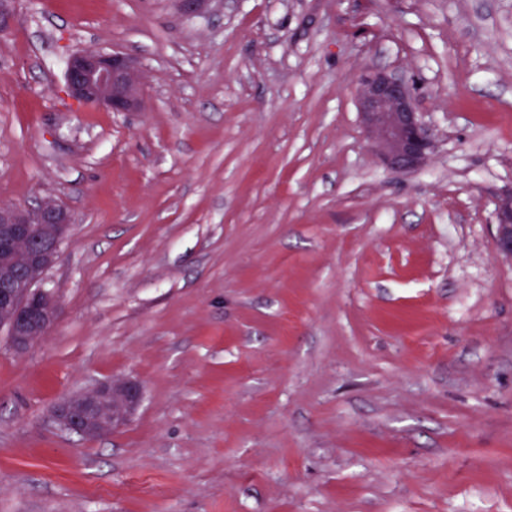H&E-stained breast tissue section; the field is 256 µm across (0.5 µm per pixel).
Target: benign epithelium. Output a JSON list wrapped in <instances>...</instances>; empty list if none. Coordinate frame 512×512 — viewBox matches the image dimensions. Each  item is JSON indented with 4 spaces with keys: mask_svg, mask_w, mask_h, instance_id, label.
<instances>
[{
    "mask_svg": "<svg viewBox=\"0 0 512 512\" xmlns=\"http://www.w3.org/2000/svg\"><path fill=\"white\" fill-rule=\"evenodd\" d=\"M188 15L205 12L212 0H175ZM15 0H0V34L11 29ZM65 92L78 105L111 112H139L144 103V76L138 63L119 52L85 49L67 58ZM356 105L368 147L382 165L410 173L427 164L436 148L425 122L412 79L400 69H367L358 81ZM71 223L68 212L52 199L36 208L0 205V232L21 246L32 272L15 288L0 290V326L11 346L24 349L52 328L58 312L54 293L44 287L47 271L58 260ZM499 252L512 259V191L495 209ZM142 399L134 381H101L77 397L59 403L54 422L88 439L124 426Z\"/></svg>",
    "mask_w": 512,
    "mask_h": 512,
    "instance_id": "1",
    "label": "benign epithelium"
}]
</instances>
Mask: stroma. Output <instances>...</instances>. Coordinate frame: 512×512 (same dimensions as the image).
<instances>
[{
    "label": "stroma",
    "instance_id": "35a3bbf8",
    "mask_svg": "<svg viewBox=\"0 0 512 512\" xmlns=\"http://www.w3.org/2000/svg\"><path fill=\"white\" fill-rule=\"evenodd\" d=\"M0 37V204L62 203L57 319L0 330V512H512V0H17ZM135 58L142 111L65 61ZM369 67L437 149L379 164ZM129 379L97 439L57 404ZM65 92L78 105L111 112H139L144 103V76L138 63L119 52L85 49L67 58ZM356 105L368 147L382 165L410 173L427 164L436 148L412 79L400 69H367L358 81ZM496 242L499 252L512 259V191L503 193L495 209Z\"/></svg>",
    "mask_w": 512,
    "mask_h": 512
}]
</instances>
